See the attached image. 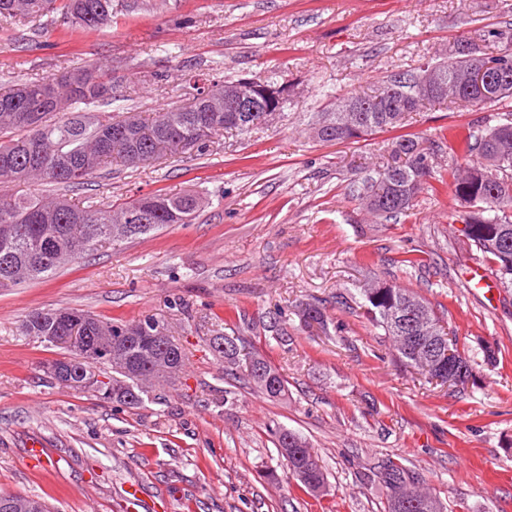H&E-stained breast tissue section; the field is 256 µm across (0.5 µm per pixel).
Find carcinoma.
I'll return each instance as SVG.
<instances>
[{
	"mask_svg": "<svg viewBox=\"0 0 512 512\" xmlns=\"http://www.w3.org/2000/svg\"><path fill=\"white\" fill-rule=\"evenodd\" d=\"M127 7L125 0H0V24L24 26L58 14L76 25L97 30L112 21V14ZM482 41L498 45L495 53L470 41L472 53L450 47L434 64L440 86L423 88L425 70L393 75L370 93L351 94L336 104L334 112H316L309 123L312 138L327 143L358 142L378 132L403 127L406 117L426 106L463 103L467 106L496 105L512 98V31L489 30ZM477 55L490 65L498 79L479 89L458 84V73ZM117 101L112 85L100 69L76 66L59 77L0 87V287H12L52 274L61 264L77 260L97 245L149 234L169 224H189L204 205L203 198L188 192L179 196L153 193L126 203L117 212L88 205H76L64 195L51 199L8 192L12 184L50 181L77 187L108 162L117 159L129 167L150 165L179 150L207 149L212 139L226 131L247 132L243 113L226 112L203 91L182 108L164 109L146 119L136 112L99 117L86 108ZM356 112H346L347 102ZM470 159L461 166L448 164V184L462 210L458 220L465 224L469 244L488 257L495 275L506 288L512 287V113L497 125L468 134ZM434 149L420 137L407 133L394 138L389 158L357 192V199L370 214L388 221L406 214L420 194L435 192L430 178ZM137 213V223L129 215ZM359 308L370 324L382 331L396 351L398 361L425 373L428 380L439 376L421 364L416 349H406L397 337L407 335L403 317L415 307V321L421 336H450L448 327L434 307L418 292L382 280L359 293ZM38 325H22L23 333L47 343L62 327L53 323L52 311ZM302 323L326 324L323 313L308 305L300 313ZM128 327L122 321L103 322L93 318L88 335L106 344L109 337ZM215 353L237 364L240 348L235 338H213ZM82 359L70 361L73 370L94 376L100 364L112 370L110 381L126 388L113 401L140 405L147 387L154 381L174 382L185 364L182 347L166 337L149 350L131 346L109 360L80 352ZM244 371L249 382L270 401L288 397V380L260 354L246 359ZM278 456L297 458L298 469L288 470L292 478L312 493L323 492L326 472L323 461L299 434L278 428L273 431ZM385 495L384 512H396L395 501L408 498L405 512H422L428 502L434 512H446L442 500L419 486L418 479L394 462L373 472ZM0 512H48L34 497L0 493Z\"/></svg>",
	"mask_w": 512,
	"mask_h": 512,
	"instance_id": "1",
	"label": "carcinoma"
}]
</instances>
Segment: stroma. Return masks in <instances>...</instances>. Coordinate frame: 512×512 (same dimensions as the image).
<instances>
[{
  "instance_id": "1",
  "label": "stroma",
  "mask_w": 512,
  "mask_h": 512,
  "mask_svg": "<svg viewBox=\"0 0 512 512\" xmlns=\"http://www.w3.org/2000/svg\"><path fill=\"white\" fill-rule=\"evenodd\" d=\"M509 28L512 0H136L98 30L0 26V83L99 65L121 97L97 105L103 115L187 106L188 73L273 75L291 86L277 123L216 139L208 155L115 163L67 190L15 186L115 210L156 191L209 203L193 223L99 246L48 277L0 288V492L41 498L50 512H124L131 485L138 512H383L381 486L358 473L389 459L417 473L446 512H512V288L486 293L467 282L471 267L488 273L492 264L465 239L449 187L394 221L362 207L354 192L383 161L390 133L331 144L307 126L340 97L436 62L458 38ZM156 72L163 81H151ZM503 111L430 107L409 130L445 135L435 156L444 167L465 159L469 130L496 125ZM379 279L445 307L476 384L428 383L395 362L361 309L337 304ZM308 303L326 327L303 326ZM61 308L163 322L186 350L179 380L134 407L55 383L44 365L63 349L24 335L22 324L33 310ZM278 310L284 346L263 329ZM220 333L280 368L287 399L268 401L244 376L225 374L209 348ZM279 426L321 456L326 496L301 491L281 469Z\"/></svg>"
}]
</instances>
